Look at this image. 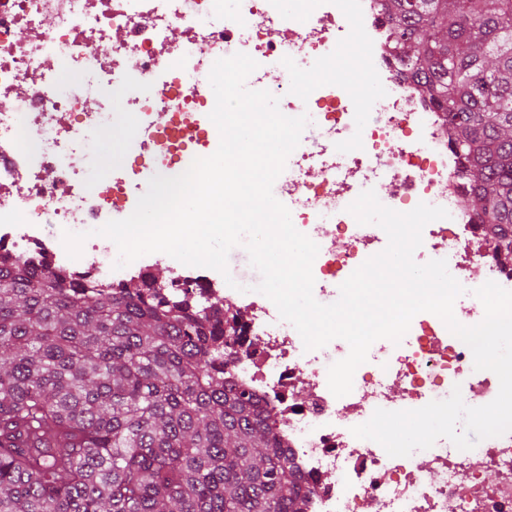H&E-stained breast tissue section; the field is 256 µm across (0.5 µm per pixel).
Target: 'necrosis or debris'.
<instances>
[{
  "label": "necrosis or debris",
  "instance_id": "obj_1",
  "mask_svg": "<svg viewBox=\"0 0 512 512\" xmlns=\"http://www.w3.org/2000/svg\"><path fill=\"white\" fill-rule=\"evenodd\" d=\"M273 31L284 40L270 39ZM353 37L385 100L370 117L348 90L308 77L332 67L337 44ZM238 52L258 64L247 87L300 97L311 119L273 194L319 247L318 302L337 301L340 285L388 244L381 227L347 211L370 189L399 212L422 202L448 211L424 227L417 263L448 257L465 289L492 280L512 291V266L494 257L483 227L459 205L460 162L445 117L400 62L377 0H0V257L104 288L148 282L161 269L191 309L220 307L236 326L224 376L276 418L308 490L301 512H512V432L467 451L441 438L407 457L351 432L376 409H418L456 387L470 405L494 400L497 376L475 370L471 349L439 317L419 313L400 343L376 341L352 391L338 398L328 369L348 355L344 340L305 350L264 295L164 253L117 267L110 239L97 235L133 213L150 175L187 170L215 152V101L204 85L217 59ZM277 61L288 75L273 85ZM118 123L128 127L119 154H101L102 134ZM312 168L318 180H307ZM49 224L58 234L46 233ZM65 231L85 234L79 258L67 255Z\"/></svg>",
  "mask_w": 512,
  "mask_h": 512
}]
</instances>
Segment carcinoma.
Returning <instances> with one entry per match:
<instances>
[{
	"instance_id": "obj_1",
	"label": "carcinoma",
	"mask_w": 512,
	"mask_h": 512,
	"mask_svg": "<svg viewBox=\"0 0 512 512\" xmlns=\"http://www.w3.org/2000/svg\"><path fill=\"white\" fill-rule=\"evenodd\" d=\"M445 113L465 210L512 258V0H378ZM224 318L0 264V512H301L277 420L224 381Z\"/></svg>"
}]
</instances>
